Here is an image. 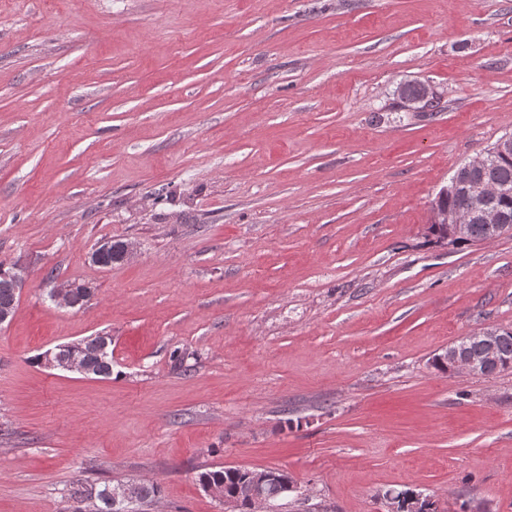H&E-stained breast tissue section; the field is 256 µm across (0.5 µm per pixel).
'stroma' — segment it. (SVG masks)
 Returning a JSON list of instances; mask_svg holds the SVG:
<instances>
[{
	"mask_svg": "<svg viewBox=\"0 0 512 512\" xmlns=\"http://www.w3.org/2000/svg\"><path fill=\"white\" fill-rule=\"evenodd\" d=\"M431 85L439 112L402 107ZM512 133V0H0V512L278 468V512H512V369L436 354L512 328V236L437 243L439 191ZM124 263L90 259L104 241ZM88 281L84 308L52 303ZM107 333L112 375L35 359ZM14 269H16L15 266L5 268L2 264H0V274L2 270L4 272H9L13 271ZM4 286L6 288H0V311H8L9 313H12L16 307L17 296L14 294L11 288H16V291L20 293L22 288L25 286V278L21 270L16 269L14 274L6 277ZM122 483L115 485L104 484L101 489L84 490L83 483L79 480L76 482V488L73 489V495L80 502L87 501L89 504L83 508H78L77 512H114L112 501L114 503L113 494H121L120 486ZM88 508V509H87Z\"/></svg>",
	"mask_w": 512,
	"mask_h": 512,
	"instance_id": "stroma-1",
	"label": "stroma"
}]
</instances>
